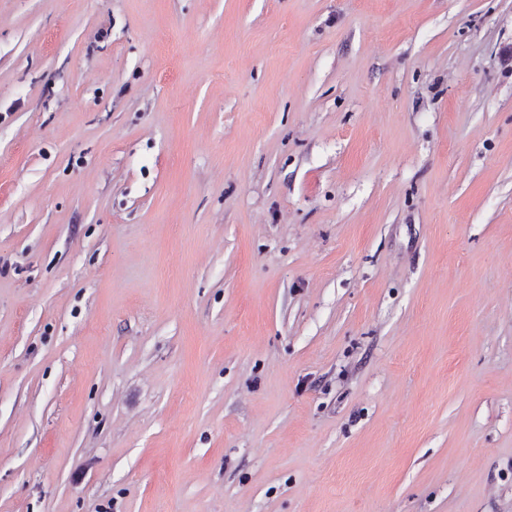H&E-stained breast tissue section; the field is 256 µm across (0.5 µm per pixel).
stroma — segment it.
Instances as JSON below:
<instances>
[{
  "label": "stroma",
  "mask_w": 512,
  "mask_h": 512,
  "mask_svg": "<svg viewBox=\"0 0 512 512\" xmlns=\"http://www.w3.org/2000/svg\"><path fill=\"white\" fill-rule=\"evenodd\" d=\"M0 512H512V0H0Z\"/></svg>",
  "instance_id": "obj_1"
}]
</instances>
